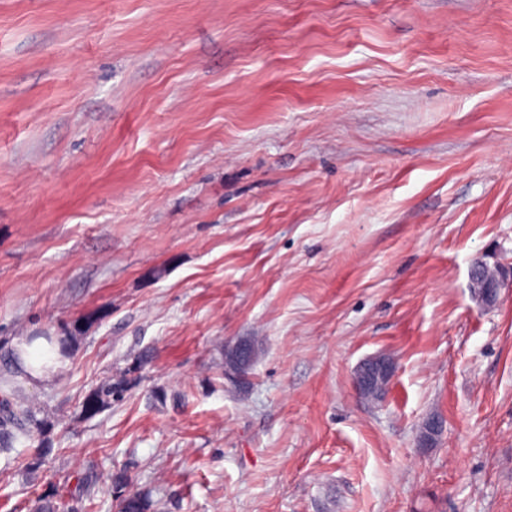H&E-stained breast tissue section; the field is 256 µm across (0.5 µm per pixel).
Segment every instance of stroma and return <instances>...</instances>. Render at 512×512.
I'll return each instance as SVG.
<instances>
[{
  "label": "stroma",
  "mask_w": 512,
  "mask_h": 512,
  "mask_svg": "<svg viewBox=\"0 0 512 512\" xmlns=\"http://www.w3.org/2000/svg\"><path fill=\"white\" fill-rule=\"evenodd\" d=\"M478 256L512 262V0H0V375L25 336L65 360L0 512L85 475L90 512H512ZM393 371V363L389 359L382 356L370 357L361 362L354 372L355 388L361 396L366 397L375 379L384 377L389 381ZM128 382L122 380L120 382H108L96 389L86 400L84 404V412L87 414L96 413L102 407L109 406L112 401H117L124 396L127 390Z\"/></svg>",
  "instance_id": "35a3bbf8"
}]
</instances>
